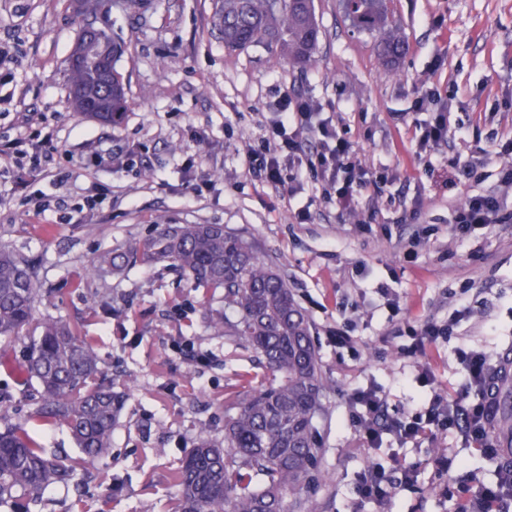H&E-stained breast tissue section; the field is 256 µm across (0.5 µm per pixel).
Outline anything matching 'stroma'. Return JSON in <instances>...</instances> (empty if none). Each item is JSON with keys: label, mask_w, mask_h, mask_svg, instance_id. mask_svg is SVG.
Segmentation results:
<instances>
[{"label": "stroma", "mask_w": 512, "mask_h": 512, "mask_svg": "<svg viewBox=\"0 0 512 512\" xmlns=\"http://www.w3.org/2000/svg\"><path fill=\"white\" fill-rule=\"evenodd\" d=\"M214 3L110 8L107 27L125 44L117 68L127 99L112 126L71 104L79 0H0V139L48 136L58 148L34 170L0 167V246L34 260L36 317L80 326L106 381L125 394L105 457L0 512H172L173 473L198 432L223 439L240 375L261 383L255 353L211 334L185 277L141 262L121 276L91 275L101 251L160 224L248 232L309 316L329 382L317 423L323 452L306 490L315 512H455L444 486L476 496L494 486L502 456L467 447L454 428L361 448L345 395L370 382L390 415L408 416L430 396L417 380L421 366L433 388L453 396L463 380L458 350L494 358L512 346V222L463 236L452 229L455 207L495 189L506 160L489 152L477 183L452 182L448 169L449 159L512 136V0H392L406 50L391 63L374 38L349 31L337 0H314L320 41L304 69L263 45L226 49L211 23ZM289 87L337 113V130L362 164L391 176L382 192L363 190L355 213L338 216L325 183L307 170L288 169L300 183L293 194L249 172L246 155L262 151L264 127ZM424 93L448 103L449 132L419 156L411 109ZM189 178L199 193L186 190ZM463 307L450 335L408 356L414 329ZM340 332L351 344L337 343ZM28 343L0 338V427L26 425L44 448L80 458L66 426L26 421L39 399L24 375ZM369 462L414 468L415 480L385 503L361 499L356 476Z\"/></svg>", "instance_id": "stroma-1"}]
</instances>
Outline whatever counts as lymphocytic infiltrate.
<instances>
[{
  "instance_id": "f902f5d3",
  "label": "lymphocytic infiltrate",
  "mask_w": 512,
  "mask_h": 512,
  "mask_svg": "<svg viewBox=\"0 0 512 512\" xmlns=\"http://www.w3.org/2000/svg\"><path fill=\"white\" fill-rule=\"evenodd\" d=\"M278 118L267 128L265 153L248 154L249 170L263 175L272 187L284 186L282 157L306 165L315 175L330 183L336 194L338 212L357 209L362 190L379 187L385 177L364 167L356 158L351 141L340 135L332 118L323 117L320 108L302 93L289 90L277 103ZM501 187L470 196L456 208L453 224L459 234L471 227L505 221L506 192L512 189V165H505ZM458 359L464 377L457 396L434 393L426 413L406 419H387L384 401L372 387L353 390L351 400L365 410L363 428L368 444H375L381 431L392 430L409 440L454 427L487 453H494L490 441L489 384L494 366L481 351H460ZM458 512H512V466L499 470L496 488L484 489L473 499L457 504Z\"/></svg>"
}]
</instances>
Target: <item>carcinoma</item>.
I'll list each match as a JSON object with an SVG mask.
<instances>
[{"label":"carcinoma","mask_w":512,"mask_h":512,"mask_svg":"<svg viewBox=\"0 0 512 512\" xmlns=\"http://www.w3.org/2000/svg\"><path fill=\"white\" fill-rule=\"evenodd\" d=\"M389 0H356L351 25L377 36L397 56L404 37ZM224 47H279L288 63L313 61L320 29L314 0H216L212 18ZM71 86L92 87V70L67 69ZM120 93L100 96L95 120L116 124L126 110L121 72L112 68ZM166 263L205 293L224 290V307L207 308L204 319L217 336L258 353L266 376L226 406L224 444L200 430L174 476L180 489L175 512H313L303 497L322 452L316 420L324 411L328 380L319 365L312 325L296 303L276 263L256 243L222 224H159L147 238L102 251L97 274L119 275L132 262ZM39 284L29 261L0 247V337L28 332V379L40 388L29 418L66 426L84 462L112 447L123 395L101 380L91 342L80 327L59 318L34 316ZM76 463L50 455L22 426L0 429V500L37 495L72 479Z\"/></svg>","instance_id":"1"}]
</instances>
